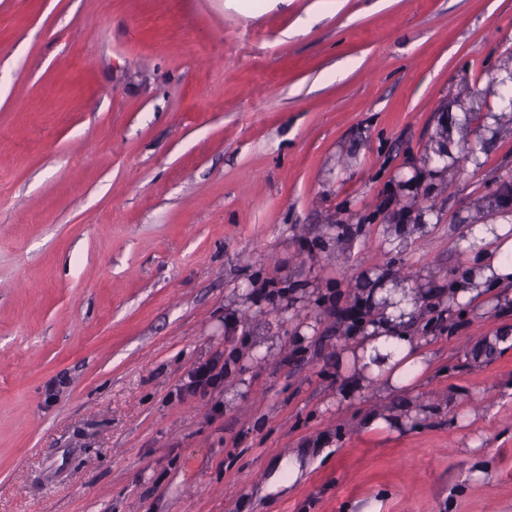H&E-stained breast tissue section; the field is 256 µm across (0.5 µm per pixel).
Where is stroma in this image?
Here are the masks:
<instances>
[{"instance_id":"stroma-1","label":"stroma","mask_w":512,"mask_h":512,"mask_svg":"<svg viewBox=\"0 0 512 512\" xmlns=\"http://www.w3.org/2000/svg\"><path fill=\"white\" fill-rule=\"evenodd\" d=\"M509 78L512 0H0V512H512V300L398 432L336 371L512 225ZM227 364V361H224V364L218 367V362L214 361L197 367L192 381L194 390L207 391L208 388L217 387L224 380V371ZM414 412V410H409L408 414L398 416L388 410H373L365 416L362 425L367 431L389 430L391 426L401 428L402 424L407 423L408 417H411Z\"/></svg>"}]
</instances>
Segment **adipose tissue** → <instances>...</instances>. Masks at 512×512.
<instances>
[{
    "mask_svg": "<svg viewBox=\"0 0 512 512\" xmlns=\"http://www.w3.org/2000/svg\"><path fill=\"white\" fill-rule=\"evenodd\" d=\"M462 249L468 256L466 271L448 288L435 290V298L478 305L491 292L512 285L511 225H497L492 232L475 225L463 239ZM368 303L376 316L363 325L351 349L338 358L337 369L353 390L373 387L384 396L399 392L416 395L433 363L427 342L414 334L421 317L420 303L410 290L397 288L386 279L375 285Z\"/></svg>",
    "mask_w": 512,
    "mask_h": 512,
    "instance_id": "obj_1",
    "label": "adipose tissue"
}]
</instances>
